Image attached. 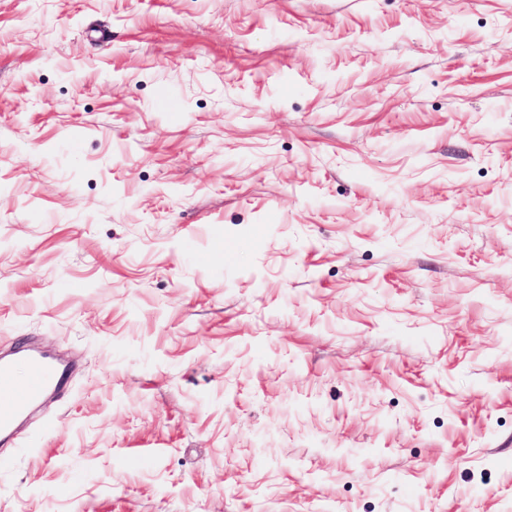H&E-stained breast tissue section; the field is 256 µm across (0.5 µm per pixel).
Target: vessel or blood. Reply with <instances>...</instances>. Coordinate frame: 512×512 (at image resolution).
Here are the masks:
<instances>
[{
    "instance_id": "obj_1",
    "label": "vessel or blood",
    "mask_w": 512,
    "mask_h": 512,
    "mask_svg": "<svg viewBox=\"0 0 512 512\" xmlns=\"http://www.w3.org/2000/svg\"><path fill=\"white\" fill-rule=\"evenodd\" d=\"M67 368L55 356L26 350L0 357V437L9 438L19 422L65 377Z\"/></svg>"
}]
</instances>
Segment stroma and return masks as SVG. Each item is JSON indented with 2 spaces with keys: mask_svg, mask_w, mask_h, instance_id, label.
Instances as JSON below:
<instances>
[{
  "mask_svg": "<svg viewBox=\"0 0 512 512\" xmlns=\"http://www.w3.org/2000/svg\"><path fill=\"white\" fill-rule=\"evenodd\" d=\"M30 344L0 512H512V0H0ZM24 368L18 377L17 369ZM68 368L55 356L26 350L14 358L0 357V436H12L19 422L65 377Z\"/></svg>",
  "mask_w": 512,
  "mask_h": 512,
  "instance_id": "35a3bbf8",
  "label": "stroma"
}]
</instances>
